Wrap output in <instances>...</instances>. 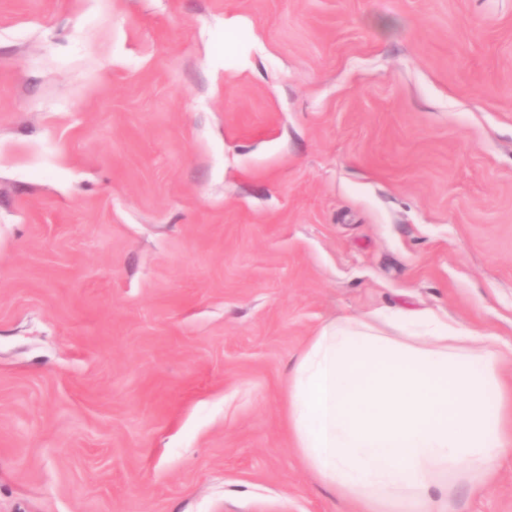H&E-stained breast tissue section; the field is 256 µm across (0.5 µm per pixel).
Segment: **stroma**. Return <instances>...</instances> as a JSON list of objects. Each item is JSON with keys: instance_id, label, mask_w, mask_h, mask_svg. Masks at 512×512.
<instances>
[{"instance_id": "obj_1", "label": "stroma", "mask_w": 512, "mask_h": 512, "mask_svg": "<svg viewBox=\"0 0 512 512\" xmlns=\"http://www.w3.org/2000/svg\"><path fill=\"white\" fill-rule=\"evenodd\" d=\"M400 312L512 343V0H0V512H352L288 373Z\"/></svg>"}]
</instances>
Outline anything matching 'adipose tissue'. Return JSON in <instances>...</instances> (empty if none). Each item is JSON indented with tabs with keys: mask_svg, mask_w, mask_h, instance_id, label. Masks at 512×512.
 Returning a JSON list of instances; mask_svg holds the SVG:
<instances>
[{
	"mask_svg": "<svg viewBox=\"0 0 512 512\" xmlns=\"http://www.w3.org/2000/svg\"><path fill=\"white\" fill-rule=\"evenodd\" d=\"M323 321L288 376L293 448L354 512H448L512 447V383L495 337L437 315Z\"/></svg>",
	"mask_w": 512,
	"mask_h": 512,
	"instance_id": "adipose-tissue-1",
	"label": "adipose tissue"
}]
</instances>
